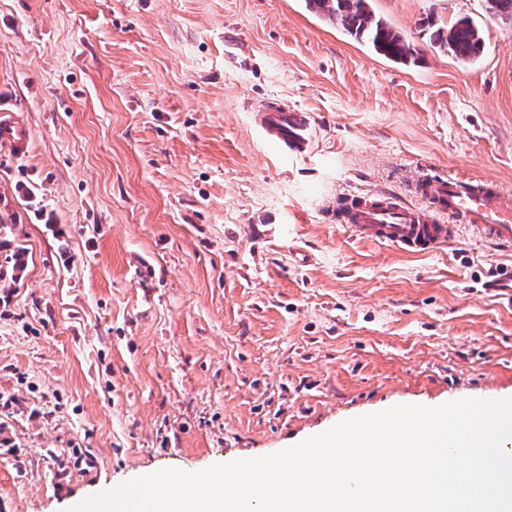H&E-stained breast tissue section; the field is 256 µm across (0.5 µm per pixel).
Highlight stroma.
I'll return each mask as SVG.
<instances>
[{
  "label": "stroma",
  "mask_w": 512,
  "mask_h": 512,
  "mask_svg": "<svg viewBox=\"0 0 512 512\" xmlns=\"http://www.w3.org/2000/svg\"><path fill=\"white\" fill-rule=\"evenodd\" d=\"M403 66L305 0H0V512H69L164 468L270 455L402 404L512 398L507 255H407L336 197L424 168L512 192V23L371 0ZM467 17L469 62L428 20ZM280 100L315 140L254 126ZM430 43L457 59L472 61L481 51L482 37L472 20L463 17L450 25L438 27L432 33ZM259 112L261 126L273 134L281 152L293 156L309 152L314 133L309 113L275 103L263 105ZM29 137V129L16 116L0 120V138L2 143L23 149L28 145Z\"/></svg>",
  "instance_id": "obj_1"
}]
</instances>
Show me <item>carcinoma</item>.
<instances>
[{
    "mask_svg": "<svg viewBox=\"0 0 512 512\" xmlns=\"http://www.w3.org/2000/svg\"><path fill=\"white\" fill-rule=\"evenodd\" d=\"M307 4L351 37L370 45L376 53L403 65L417 62V49L374 14L370 0H307ZM486 9L503 21H512V0H486ZM430 43L457 59L472 61L481 51L482 37L472 20L463 17L437 28Z\"/></svg>",
    "mask_w": 512,
    "mask_h": 512,
    "instance_id": "cac0c4a2",
    "label": "carcinoma"
}]
</instances>
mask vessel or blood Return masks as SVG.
<instances>
[{"instance_id": "1", "label": "vessel or blood", "mask_w": 512, "mask_h": 512, "mask_svg": "<svg viewBox=\"0 0 512 512\" xmlns=\"http://www.w3.org/2000/svg\"><path fill=\"white\" fill-rule=\"evenodd\" d=\"M262 127L281 152L300 156L312 147L309 113L268 103L260 109ZM30 132L17 117L0 120V142L25 148ZM414 203L386 190L336 199V221L357 236L412 255H426L456 238L462 228L478 230L498 250L512 253V195L496 182L436 177L418 172L408 183Z\"/></svg>"}]
</instances>
